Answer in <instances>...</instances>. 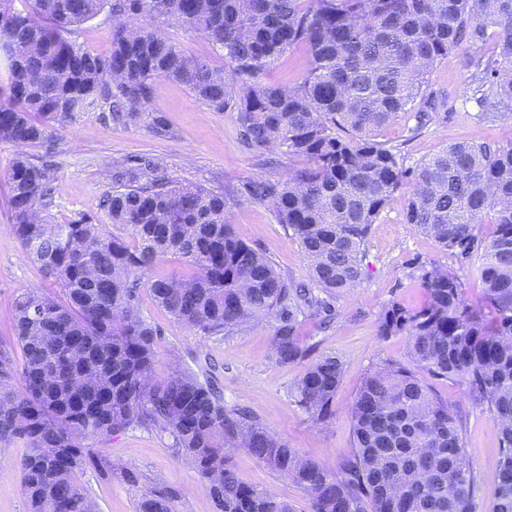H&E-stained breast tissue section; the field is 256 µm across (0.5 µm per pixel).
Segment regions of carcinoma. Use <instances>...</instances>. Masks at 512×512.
Returning <instances> with one entry per match:
<instances>
[{
	"instance_id": "carcinoma-1",
	"label": "carcinoma",
	"mask_w": 512,
	"mask_h": 512,
	"mask_svg": "<svg viewBox=\"0 0 512 512\" xmlns=\"http://www.w3.org/2000/svg\"><path fill=\"white\" fill-rule=\"evenodd\" d=\"M0 0V53L10 82L0 90V141L42 143L82 112L117 125L168 127L150 103L154 80L185 85L214 112H235L243 146L256 157L280 149L305 164L283 181L244 187L267 202L309 261V282L277 272L240 241L222 192L181 186L159 161L112 165L102 207L131 240L91 215L64 224L49 216L54 163L17 156L6 173L14 232L62 292L18 296L20 358L0 351V444L19 439L27 512H96L77 481L89 460L84 441L128 428L168 434L206 482L217 512H291L246 483L227 449L244 448L292 478L312 512H471L475 478L458 408L430 380L465 387L497 431L500 465L492 512H512V144L473 138L406 168L379 140L402 113L421 130L445 100L429 88L434 67L461 42L481 122L512 112V0ZM106 10L112 44L96 53L71 38ZM175 21L205 37L228 68L186 56L162 36ZM304 48L310 66L293 86L258 77ZM413 185L405 223L467 260L480 254L483 295L467 299L458 276L423 271L425 302L386 305L383 337L403 335L408 360L386 361L362 378L350 410L354 448L337 467L300 458L255 416L228 411L210 382L155 372V327L141 316L139 282L164 257L194 269L148 288L174 319L205 335L229 334L273 318L281 365L306 356L298 314L327 311L325 297L362 276L372 224L392 194ZM495 225L487 238L478 225ZM344 375L323 357L295 382L300 409L322 423ZM136 512H171L162 492Z\"/></svg>"
}]
</instances>
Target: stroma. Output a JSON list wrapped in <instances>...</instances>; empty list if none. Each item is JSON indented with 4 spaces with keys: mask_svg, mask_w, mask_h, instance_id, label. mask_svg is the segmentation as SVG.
<instances>
[{
    "mask_svg": "<svg viewBox=\"0 0 512 512\" xmlns=\"http://www.w3.org/2000/svg\"><path fill=\"white\" fill-rule=\"evenodd\" d=\"M468 51L467 45L458 46L430 75L432 89L448 100L447 110L433 113L420 130L414 117L404 115L383 131L382 141L398 147L404 166H415L439 148L474 137L492 145L512 144V116L505 114L490 122L477 119L479 107L464 68ZM151 104L163 115L169 127L167 136H155L142 125L113 126L99 112L82 113L57 130L51 216L66 222L83 214H98L101 197L112 187L113 162L145 154L164 164L180 185L228 194V216L237 238L265 253L279 273L308 280V261L291 232L278 223L271 205L249 200L242 193L254 181L285 179L289 171L301 167V159L277 150L268 162L257 160L242 145L234 113L211 111L180 83L156 79ZM21 152L35 157L43 149L36 144L21 149L0 142V350L14 354L19 351L13 332L16 297L29 290L59 292L23 251L12 228L5 173ZM410 191L406 185L394 192L372 225L364 274L356 287L330 299L331 314L307 311L299 316L300 344L308 355L292 364L280 365L274 359L275 320L252 324L228 336H207L159 307L148 281L191 275L190 266L170 259L145 272L139 308L159 332L157 373L164 375L177 368L207 371L223 393L226 409H248L302 457L339 466L353 451L349 410L363 376L383 361L407 358L406 337L383 338L377 332L384 306L396 302L408 309L420 307L425 301L421 271L433 265L456 272L466 298L480 299L483 292L478 258L459 260L405 223ZM324 356L339 358L345 374L331 418L316 424L295 404L291 389L306 368ZM433 386L463 415L465 453L476 478L472 512H491L500 459L493 423L460 385L437 380ZM88 446L93 460L76 477L97 512H135L139 498L156 489L171 493L174 512H215L204 481L188 458L174 452L167 434L136 427L89 440ZM25 452L18 442L0 445V512H26L18 469ZM229 455L242 479L288 502L292 512H311L308 495L292 479L270 469L246 449H231ZM105 460L111 470L102 469Z\"/></svg>",
    "mask_w": 512,
    "mask_h": 512,
    "instance_id": "1",
    "label": "stroma"
}]
</instances>
